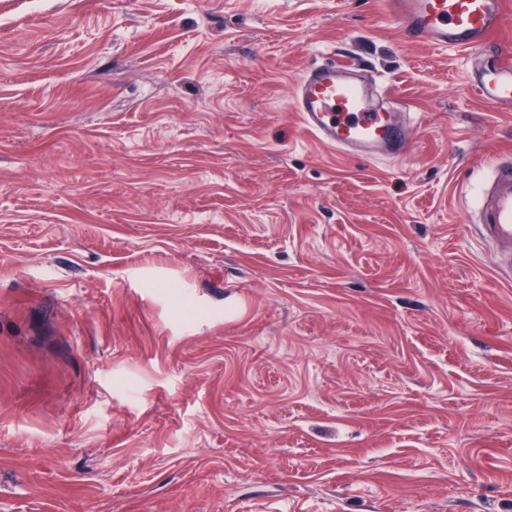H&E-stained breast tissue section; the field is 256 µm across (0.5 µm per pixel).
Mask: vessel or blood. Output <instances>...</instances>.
Wrapping results in <instances>:
<instances>
[{"label": "vessel or blood", "mask_w": 512, "mask_h": 512, "mask_svg": "<svg viewBox=\"0 0 512 512\" xmlns=\"http://www.w3.org/2000/svg\"><path fill=\"white\" fill-rule=\"evenodd\" d=\"M506 0H387L403 36L454 49L481 67L468 76L480 102L512 111V44L494 40L512 23ZM303 128L340 154L363 160L405 158L413 148L415 114L385 98L380 76L357 62L333 60L306 68L292 94ZM493 177L465 221L479 225L494 247L495 270L512 279V156L497 158Z\"/></svg>", "instance_id": "vessel-or-blood-1"}]
</instances>
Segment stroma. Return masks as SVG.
Listing matches in <instances>:
<instances>
[{"instance_id": "35a3bbf8", "label": "stroma", "mask_w": 512, "mask_h": 512, "mask_svg": "<svg viewBox=\"0 0 512 512\" xmlns=\"http://www.w3.org/2000/svg\"><path fill=\"white\" fill-rule=\"evenodd\" d=\"M417 116L345 157L291 95ZM381 0H0V512H512V112ZM292 107L307 132L346 157L397 161L413 148L415 113L386 99L381 77L360 63L333 60L306 68ZM493 177L483 189L474 212L465 210L467 224H479L482 237L494 246L498 275L512 279V156L497 158Z\"/></svg>"}]
</instances>
